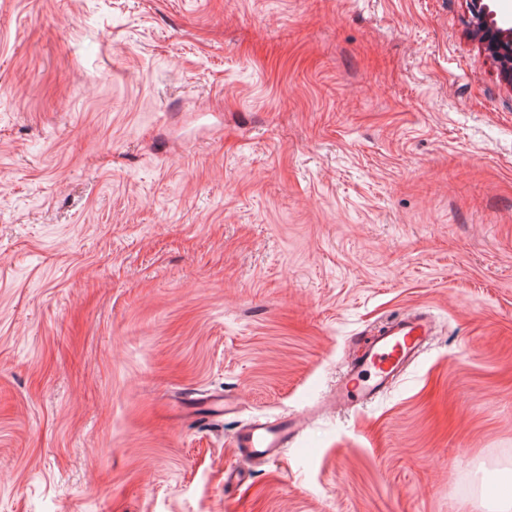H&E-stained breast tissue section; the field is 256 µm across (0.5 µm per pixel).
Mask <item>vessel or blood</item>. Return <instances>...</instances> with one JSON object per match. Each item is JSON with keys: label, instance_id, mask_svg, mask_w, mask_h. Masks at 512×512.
I'll return each mask as SVG.
<instances>
[{"label": "vessel or blood", "instance_id": "b4317fda", "mask_svg": "<svg viewBox=\"0 0 512 512\" xmlns=\"http://www.w3.org/2000/svg\"><path fill=\"white\" fill-rule=\"evenodd\" d=\"M433 328L428 315L407 313L388 321L371 339L364 353L351 362L329 402L336 408L365 405L390 389L403 367L430 343ZM299 431L295 419L255 421L242 426L235 446L247 460H277Z\"/></svg>", "mask_w": 512, "mask_h": 512}]
</instances>
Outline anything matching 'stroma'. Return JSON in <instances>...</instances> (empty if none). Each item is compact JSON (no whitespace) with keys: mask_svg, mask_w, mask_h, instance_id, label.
Listing matches in <instances>:
<instances>
[{"mask_svg":"<svg viewBox=\"0 0 512 512\" xmlns=\"http://www.w3.org/2000/svg\"><path fill=\"white\" fill-rule=\"evenodd\" d=\"M467 20L465 0H0V512H493L512 88ZM415 308L417 362L330 407ZM289 416L280 459L225 482L237 430Z\"/></svg>","mask_w":512,"mask_h":512,"instance_id":"35a3bbf8","label":"stroma"}]
</instances>
